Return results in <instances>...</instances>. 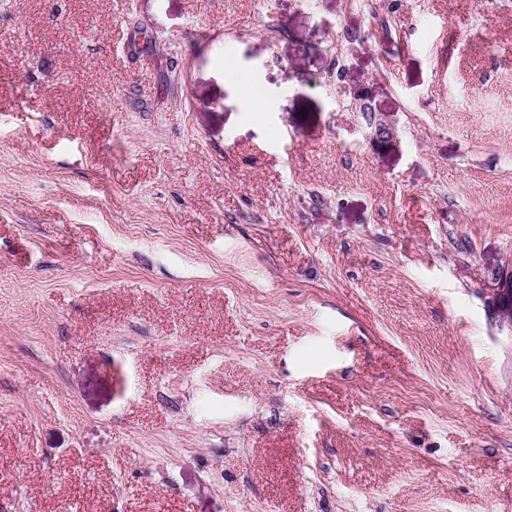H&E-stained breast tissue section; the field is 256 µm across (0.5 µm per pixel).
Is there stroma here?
I'll return each mask as SVG.
<instances>
[{
  "label": "stroma",
  "mask_w": 512,
  "mask_h": 512,
  "mask_svg": "<svg viewBox=\"0 0 512 512\" xmlns=\"http://www.w3.org/2000/svg\"><path fill=\"white\" fill-rule=\"evenodd\" d=\"M508 259L512 0H0V512H512ZM498 327L512 334V264L502 265L492 276L485 293Z\"/></svg>",
  "instance_id": "obj_1"
}]
</instances>
